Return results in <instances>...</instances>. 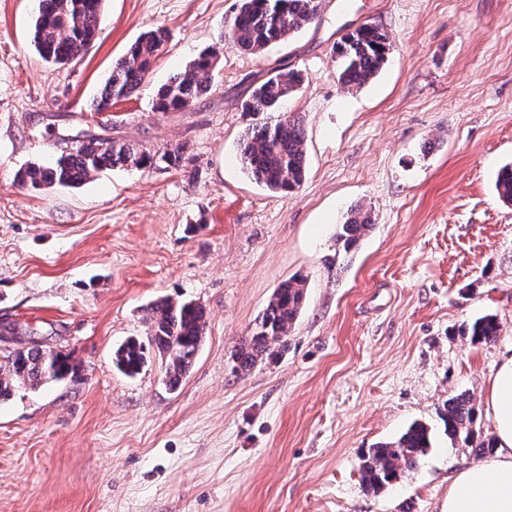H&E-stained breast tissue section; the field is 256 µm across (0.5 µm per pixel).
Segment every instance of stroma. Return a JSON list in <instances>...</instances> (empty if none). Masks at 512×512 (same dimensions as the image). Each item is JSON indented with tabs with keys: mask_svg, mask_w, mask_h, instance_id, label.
I'll list each match as a JSON object with an SVG mask.
<instances>
[{
	"mask_svg": "<svg viewBox=\"0 0 512 512\" xmlns=\"http://www.w3.org/2000/svg\"><path fill=\"white\" fill-rule=\"evenodd\" d=\"M236 0H104L76 62L33 43L39 0H0V326L68 354L73 378L0 401V512H441L450 476L493 437L486 399L512 348V0H322L315 21L254 55L224 47L210 94L156 112V88L216 45ZM363 24L391 44L358 90L338 80L337 42ZM169 39L148 83L105 112L103 80L144 31ZM305 80L286 105L302 122L303 184L277 194L242 169L238 143L273 112L242 103L274 66ZM90 133L156 151L172 168L123 167L71 187H19ZM375 226L336 251L348 210ZM306 280L276 360L232 355L281 283ZM192 300L205 338L177 388L160 360L136 376L112 356L146 339V308ZM487 314L498 338L461 325ZM474 408L469 439L442 420ZM430 430L417 470L381 494L361 458L412 425ZM500 330V324L495 315H485L465 328L464 333L470 336L473 344L490 343L494 341ZM444 416L449 436L457 438L465 434V440L470 437L474 411L469 398L459 396L449 399Z\"/></svg>",
	"mask_w": 512,
	"mask_h": 512,
	"instance_id": "35a3bbf8",
	"label": "stroma"
}]
</instances>
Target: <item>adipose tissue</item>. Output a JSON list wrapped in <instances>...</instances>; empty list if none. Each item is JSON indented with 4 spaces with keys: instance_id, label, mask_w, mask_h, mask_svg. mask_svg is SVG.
I'll list each match as a JSON object with an SVG mask.
<instances>
[{
    "instance_id": "adipose-tissue-1",
    "label": "adipose tissue",
    "mask_w": 512,
    "mask_h": 512,
    "mask_svg": "<svg viewBox=\"0 0 512 512\" xmlns=\"http://www.w3.org/2000/svg\"><path fill=\"white\" fill-rule=\"evenodd\" d=\"M493 451L482 463L450 478L443 512H512V351L502 355L488 398Z\"/></svg>"
}]
</instances>
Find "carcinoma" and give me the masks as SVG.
<instances>
[{
    "instance_id": "obj_1",
    "label": "carcinoma",
    "mask_w": 512,
    "mask_h": 512,
    "mask_svg": "<svg viewBox=\"0 0 512 512\" xmlns=\"http://www.w3.org/2000/svg\"><path fill=\"white\" fill-rule=\"evenodd\" d=\"M102 0H41L34 24V42L47 62L65 65L87 51L98 30ZM321 0H238L226 22L220 44L250 54H260L282 44L310 25L318 16ZM168 33L162 27L142 33L105 79L95 111L105 112L112 103L130 97L150 77ZM386 36L376 26H361L345 36L335 47L341 63L339 82L348 89H359L373 80L387 60ZM220 61L219 48H207L194 57L176 76L162 84L152 102L158 112H181L210 93L213 76ZM301 72L275 67L269 77L256 86L245 100L247 112H281L273 123L248 130L240 142V157L247 175L274 193L291 192L306 175V144L301 124L282 107L303 84ZM176 166L179 150L162 154L114 141L105 146L89 134L78 139L51 163H31L17 174L21 187L50 185L73 186L106 168L144 167L155 157ZM496 190L503 201L512 203V164L501 168ZM372 228L368 210L350 209L339 225L336 244L350 253ZM305 301V281L292 277L276 289L261 321L251 336L235 350L234 370L245 373L265 357L275 355V347L287 345L288 332L298 318ZM148 343L130 339L115 352L119 370L129 377L140 374L155 352L164 364L167 385L175 389L193 367L204 335L205 310L192 301L162 299L147 309ZM500 330L494 315H485L465 328L472 343H490ZM73 367L66 355L56 352L46 359L43 347L0 350V399L11 397L19 388L36 389L48 381H63ZM448 435L470 437L474 420L470 399L459 396L448 400L445 411ZM430 447L429 429L423 424L411 426L397 440L368 450L361 459L363 489L379 493L405 472L419 467Z\"/></svg>"
}]
</instances>
